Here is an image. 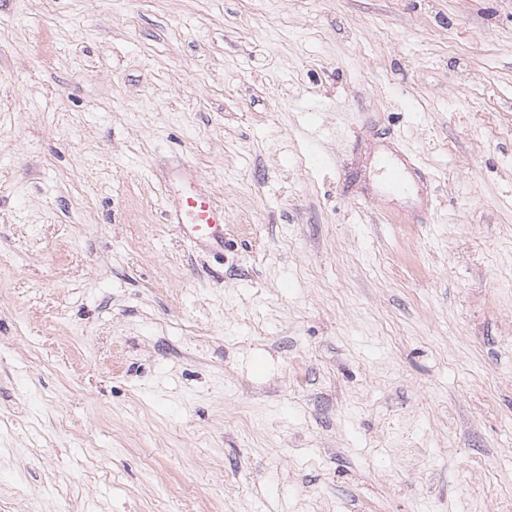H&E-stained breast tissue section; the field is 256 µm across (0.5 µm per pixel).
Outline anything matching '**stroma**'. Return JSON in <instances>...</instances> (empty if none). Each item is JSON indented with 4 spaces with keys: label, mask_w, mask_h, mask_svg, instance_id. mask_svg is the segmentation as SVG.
Listing matches in <instances>:
<instances>
[{
    "label": "stroma",
    "mask_w": 512,
    "mask_h": 512,
    "mask_svg": "<svg viewBox=\"0 0 512 512\" xmlns=\"http://www.w3.org/2000/svg\"><path fill=\"white\" fill-rule=\"evenodd\" d=\"M0 38V512H503L512 0H0ZM412 165L414 164L410 157L388 156L384 168L388 175L389 185L398 190L405 189L407 173ZM169 219L195 247H224V206L206 192L192 190L176 194L170 203Z\"/></svg>",
    "instance_id": "35a3bbf8"
}]
</instances>
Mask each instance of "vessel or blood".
<instances>
[{
    "mask_svg": "<svg viewBox=\"0 0 512 512\" xmlns=\"http://www.w3.org/2000/svg\"><path fill=\"white\" fill-rule=\"evenodd\" d=\"M411 158L387 157L385 170L392 188L406 187L407 174L411 169ZM169 219L176 224L180 234L195 247L215 249L224 245V207L216 203L206 192L192 190L177 193L170 203Z\"/></svg>",
    "mask_w": 512,
    "mask_h": 512,
    "instance_id": "vessel-or-blood-1",
    "label": "vessel or blood"
}]
</instances>
